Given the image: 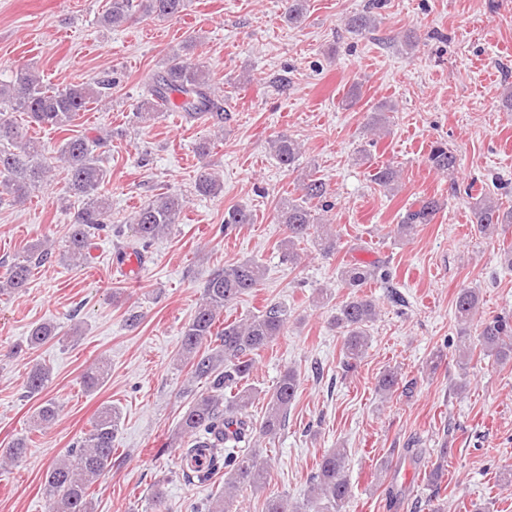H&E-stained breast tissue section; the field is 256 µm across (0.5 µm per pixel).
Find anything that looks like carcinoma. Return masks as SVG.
<instances>
[{
  "instance_id": "obj_1",
  "label": "carcinoma",
  "mask_w": 512,
  "mask_h": 512,
  "mask_svg": "<svg viewBox=\"0 0 512 512\" xmlns=\"http://www.w3.org/2000/svg\"><path fill=\"white\" fill-rule=\"evenodd\" d=\"M284 22L291 28L300 27L307 17L308 0H284ZM187 0H111L101 17L106 28L121 27L138 13L158 20L180 16ZM349 29L367 31L376 26V18L368 12L349 17ZM197 36H188L183 50L167 57L163 70L151 75L144 83L136 117L144 123L160 118L170 110L171 95L181 97L178 111L189 122L224 123L227 112L224 98L215 91L206 66L188 59L183 51L195 46ZM112 86L107 76L62 88L45 86L40 77L28 67H20L8 82H0V202L23 204L35 189L52 173L56 164L63 169L60 194L62 211L68 217L65 226V244L62 258L75 265L86 260L90 237L114 232L117 238L129 242L117 248L120 264L134 256L145 258L148 249L159 239L171 233L179 223L186 200L179 193H161L143 205L130 224H112V209L106 202L102 188L109 181L108 171L100 164L97 149L112 138L106 131L90 139L73 135L64 139L53 152L28 134L33 124L66 131L87 104L105 95ZM273 156L281 167L293 170L302 155L301 145L294 138L280 134L271 140ZM428 162L435 171L451 175L457 169L458 158L445 142L437 141L430 149ZM371 181L377 186L394 191L398 188L399 172L381 164L372 170ZM194 191L203 197H217L223 184L208 168H202L194 180ZM298 195L280 199L275 207L276 219L286 227V236L280 244L282 262L291 267L300 264L302 244L311 245L325 258L342 249L341 235L331 224L322 222L316 211L327 213L331 204L329 183L312 172L297 186ZM440 200L430 197L418 201V207L406 210L399 224L393 228L396 237L412 236L423 224H430L441 209ZM476 231L492 235L498 229L512 224V209L492 196H482L472 205ZM253 223L251 209L238 205L224 212V232ZM53 247L46 242L29 245L26 255L13 263L0 276V295L11 294L27 287L34 268L52 258ZM266 267L258 260L247 259L219 268L202 283L201 302L194 316L181 330V361L190 365V379L204 383L205 389L195 394L187 404L180 420L182 434L194 440L181 460L204 448L211 458L210 468L193 470L200 481L224 464V492L211 499L206 512H229L230 505L243 490L260 492L269 485L271 465L255 452L234 454L233 448H249L260 440L275 439L288 424L290 408L301 384L300 374L293 368L284 370L275 386L262 391L249 383L255 367V355L267 349L281 335L288 319V310L280 303H269L258 312L239 321L224 318V309L239 301L241 296L261 285ZM336 278L349 289L346 298L336 304L330 324L342 336L343 372L357 369L370 347L368 324L379 314L377 299L360 292L370 281H379L390 288L392 301L403 303L394 289V275L386 264L362 265L346 262L336 269ZM480 291L462 288L454 304L455 317L462 325L456 341L459 365H468V352L473 350L468 327L479 311ZM53 326L41 323L28 336V349L34 350L46 342ZM480 352L497 364L512 361V315L484 319L479 328ZM108 377V365L99 360L83 374V387L94 392ZM52 381L49 367L36 363L28 372L24 389L26 396L43 394ZM416 382L403 377L397 368L385 370L376 382V392L387 399L397 391L412 392ZM267 400L265 415L255 425L249 418V409L258 398ZM59 413L53 399H43L34 415L36 425L49 427ZM121 423V412L111 405L102 406L91 421L90 429L68 449L64 456L49 466L44 479L43 493L51 512H94L90 489L112 469V455ZM28 446L23 438L16 439L1 459L11 463L21 460ZM347 450L335 448L322 456L310 477L307 498L292 502L284 496L270 495L265 500L264 512H345L351 490L346 474ZM448 472V449L441 448L436 459L423 471L424 483L437 497L440 484Z\"/></svg>"
}]
</instances>
